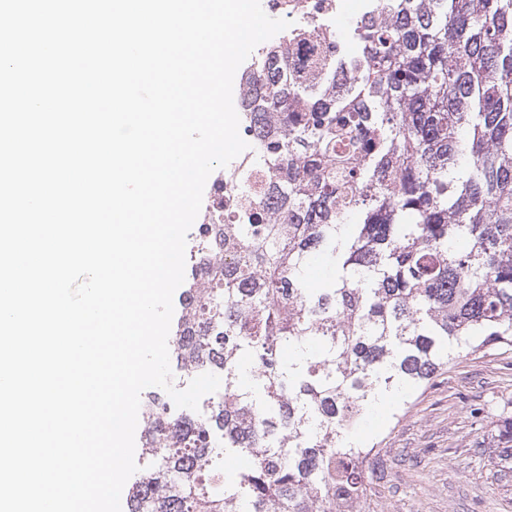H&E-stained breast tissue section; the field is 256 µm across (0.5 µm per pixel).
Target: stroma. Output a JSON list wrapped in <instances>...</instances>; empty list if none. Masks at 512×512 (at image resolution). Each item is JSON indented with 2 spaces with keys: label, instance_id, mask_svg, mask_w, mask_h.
Segmentation results:
<instances>
[{
  "label": "stroma",
  "instance_id": "35a3bbf8",
  "mask_svg": "<svg viewBox=\"0 0 512 512\" xmlns=\"http://www.w3.org/2000/svg\"><path fill=\"white\" fill-rule=\"evenodd\" d=\"M512 415V347L462 351L407 410L385 402L353 431L377 442L370 512H512V476L494 474L492 436Z\"/></svg>",
  "mask_w": 512,
  "mask_h": 512
}]
</instances>
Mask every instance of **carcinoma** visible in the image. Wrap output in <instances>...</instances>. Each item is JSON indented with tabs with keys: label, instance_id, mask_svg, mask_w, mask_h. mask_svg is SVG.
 Segmentation results:
<instances>
[{
	"label": "carcinoma",
	"instance_id": "carcinoma-1",
	"mask_svg": "<svg viewBox=\"0 0 512 512\" xmlns=\"http://www.w3.org/2000/svg\"><path fill=\"white\" fill-rule=\"evenodd\" d=\"M376 11L333 99L288 80V57L258 60L241 113L266 127L257 216L213 225L221 269L191 275L168 337L170 360L196 352L224 385L174 430L153 399L129 512H338L343 494L363 512L375 448L353 429L448 347L512 346V0ZM316 255L332 275L313 288Z\"/></svg>",
	"mask_w": 512,
	"mask_h": 512
}]
</instances>
